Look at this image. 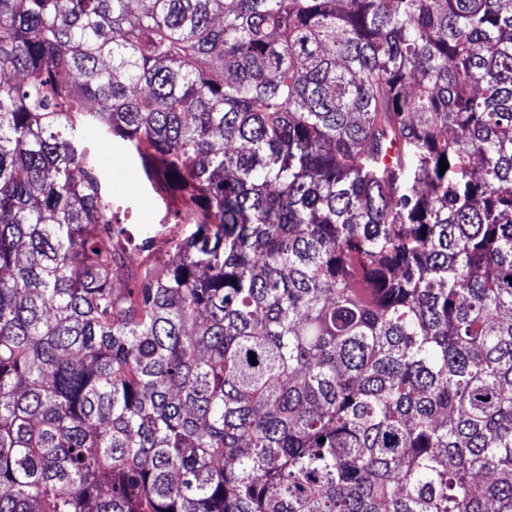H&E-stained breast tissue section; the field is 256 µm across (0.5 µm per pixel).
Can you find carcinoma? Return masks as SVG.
I'll return each instance as SVG.
<instances>
[{"mask_svg": "<svg viewBox=\"0 0 512 512\" xmlns=\"http://www.w3.org/2000/svg\"><path fill=\"white\" fill-rule=\"evenodd\" d=\"M8 72L0 512H512V0H0ZM83 145L98 155L109 172L106 189L112 211L124 227V234L112 239V247L118 252H138L149 241L152 252L161 256L172 237L195 230L194 224H174L172 213H167L166 205L145 178L139 160L121 143L103 141L95 133H88Z\"/></svg>", "mask_w": 512, "mask_h": 512, "instance_id": "carcinoma-1", "label": "carcinoma"}]
</instances>
